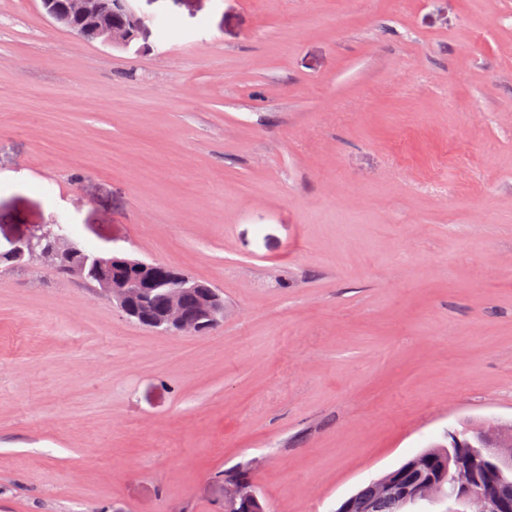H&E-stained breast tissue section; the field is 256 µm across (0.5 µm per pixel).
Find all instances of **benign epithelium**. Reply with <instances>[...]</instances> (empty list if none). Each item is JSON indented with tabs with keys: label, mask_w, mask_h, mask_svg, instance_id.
Segmentation results:
<instances>
[{
	"label": "benign epithelium",
	"mask_w": 512,
	"mask_h": 512,
	"mask_svg": "<svg viewBox=\"0 0 512 512\" xmlns=\"http://www.w3.org/2000/svg\"><path fill=\"white\" fill-rule=\"evenodd\" d=\"M44 13L54 23L72 31L86 43L100 42L125 48L146 28V19L129 0H40ZM54 267H75L77 273L95 279L102 295L140 325L161 333L203 334L224 321V298L206 282L190 278L179 269L159 261H130L103 257L78 249L63 225L34 231L10 255ZM197 289L206 319L194 318L183 308V295ZM448 445L455 449L454 469L448 483L431 480L406 487L398 474L388 472L377 479L381 492L401 501L437 503L448 499L458 508L448 512H512V502L482 489V479L512 469V426L495 437L482 432L474 436L448 431ZM256 494L240 482L224 483V512H246Z\"/></svg>",
	"instance_id": "1"
}]
</instances>
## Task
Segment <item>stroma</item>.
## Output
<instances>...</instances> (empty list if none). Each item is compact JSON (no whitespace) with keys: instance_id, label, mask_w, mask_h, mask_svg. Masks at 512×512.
<instances>
[{"instance_id":"1","label":"stroma","mask_w":512,"mask_h":512,"mask_svg":"<svg viewBox=\"0 0 512 512\" xmlns=\"http://www.w3.org/2000/svg\"><path fill=\"white\" fill-rule=\"evenodd\" d=\"M0 0V512L342 501L512 424V0ZM217 288L201 335L6 261L37 224ZM44 13L62 28H68L86 43L100 42L113 48H125L146 28L131 1L127 0H40ZM101 14H121L122 23L100 28L91 20ZM89 21V22H88ZM246 483L233 481L229 484L224 481V511L225 512H244L245 506L255 499L256 494L246 488Z\"/></svg>"}]
</instances>
